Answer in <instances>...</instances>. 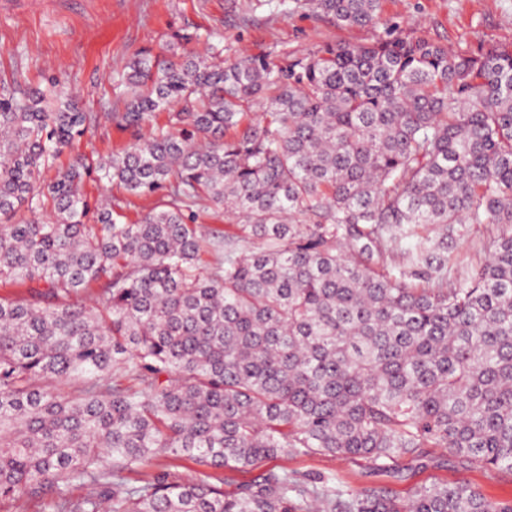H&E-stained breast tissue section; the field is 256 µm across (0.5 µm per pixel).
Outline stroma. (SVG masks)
<instances>
[{
  "instance_id": "1",
  "label": "stroma",
  "mask_w": 512,
  "mask_h": 512,
  "mask_svg": "<svg viewBox=\"0 0 512 512\" xmlns=\"http://www.w3.org/2000/svg\"><path fill=\"white\" fill-rule=\"evenodd\" d=\"M382 26L453 46L510 42L512 0H384ZM378 29L339 28L306 10L254 11L249 0H0V80L18 73L32 82L56 75L84 111L99 112L114 94L112 73L137 51L159 49L179 33H223L225 53L234 57L244 52L283 56L323 42L369 43ZM265 466L308 479L332 473L352 493L383 487L405 500L421 485L463 480L490 499L512 501V476L455 466L440 448L421 460L393 461L394 479L360 457H280Z\"/></svg>"
}]
</instances>
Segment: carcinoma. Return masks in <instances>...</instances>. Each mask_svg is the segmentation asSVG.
Masks as SVG:
<instances>
[{"mask_svg": "<svg viewBox=\"0 0 512 512\" xmlns=\"http://www.w3.org/2000/svg\"><path fill=\"white\" fill-rule=\"evenodd\" d=\"M264 7L339 28L382 14ZM202 38L134 53L120 112L83 111L56 76L0 84V282L29 288L0 297V504L512 512L463 481L400 502L269 469L224 492L290 455L384 468L443 448L512 474V42L390 31L226 58L219 35L188 48ZM103 121L131 140L92 162L75 143ZM90 177L160 198L127 223L90 206ZM205 202L236 232L198 223ZM469 225L484 258L460 280ZM179 460L213 473L176 478Z\"/></svg>", "mask_w": 512, "mask_h": 512, "instance_id": "carcinoma-1", "label": "carcinoma"}]
</instances>
